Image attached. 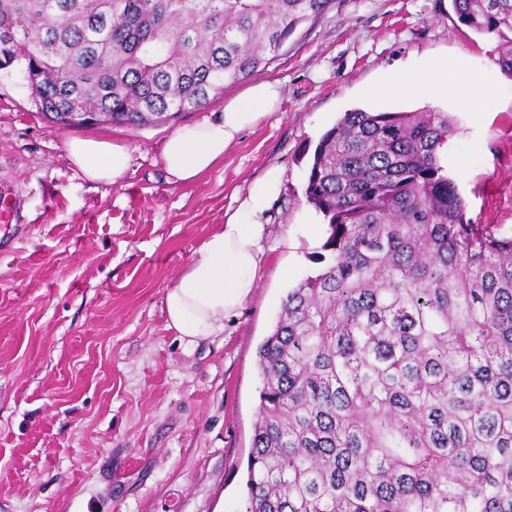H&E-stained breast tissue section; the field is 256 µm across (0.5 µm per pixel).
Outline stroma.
<instances>
[{"instance_id":"1","label":"stroma","mask_w":512,"mask_h":512,"mask_svg":"<svg viewBox=\"0 0 512 512\" xmlns=\"http://www.w3.org/2000/svg\"><path fill=\"white\" fill-rule=\"evenodd\" d=\"M496 45L450 0H334L261 74L280 83V109L188 185L161 161L172 125L63 128L19 70H0V192L21 199L0 224V512H245L257 347L326 236L304 194L320 136L354 108L450 113L444 163L466 217L511 237L512 79ZM431 59L455 66L459 88L483 74L493 92L467 106L456 92L367 95ZM72 137L125 146V179L92 188L65 156ZM272 165L283 182L259 286L222 335L187 345L165 292Z\"/></svg>"}]
</instances>
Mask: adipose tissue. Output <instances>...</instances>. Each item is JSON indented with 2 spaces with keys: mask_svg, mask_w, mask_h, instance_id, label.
I'll use <instances>...</instances> for the list:
<instances>
[{
  "mask_svg": "<svg viewBox=\"0 0 512 512\" xmlns=\"http://www.w3.org/2000/svg\"><path fill=\"white\" fill-rule=\"evenodd\" d=\"M452 84L447 62L432 60L415 71L391 76L385 89L394 94L439 95L447 93ZM280 103L279 83L260 81L227 100L216 117L175 129L161 147L168 181H195L223 160L225 150L244 131L276 111ZM65 152L83 177L97 185L120 183L131 162L124 146L93 137L67 140ZM281 183L282 171L276 166L252 180L235 211L202 241L175 285L166 291V325L186 343L221 335L225 320L236 316L257 288V273L266 258V230Z\"/></svg>",
  "mask_w": 512,
  "mask_h": 512,
  "instance_id": "obj_1",
  "label": "adipose tissue"
}]
</instances>
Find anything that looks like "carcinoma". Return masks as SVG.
<instances>
[{
    "label": "carcinoma",
    "instance_id": "1",
    "mask_svg": "<svg viewBox=\"0 0 512 512\" xmlns=\"http://www.w3.org/2000/svg\"><path fill=\"white\" fill-rule=\"evenodd\" d=\"M333 0H0V70L60 124L155 127L256 76ZM501 42L512 0H451ZM446 112L353 109L305 198L319 268L257 348L245 512H512V237L466 220Z\"/></svg>",
    "mask_w": 512,
    "mask_h": 512
}]
</instances>
